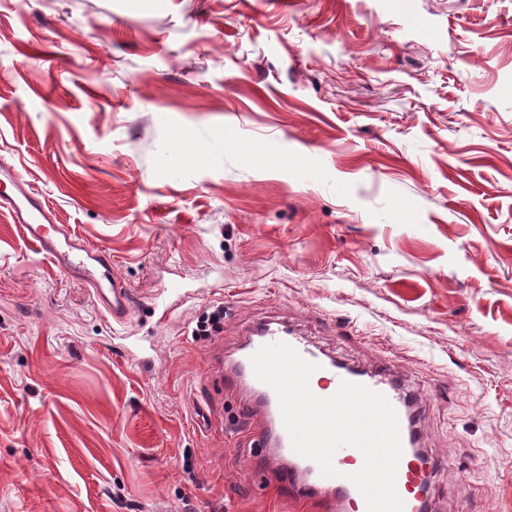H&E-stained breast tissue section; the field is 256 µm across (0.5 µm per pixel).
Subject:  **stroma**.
Here are the masks:
<instances>
[{"label":"stroma","instance_id":"35a3bbf8","mask_svg":"<svg viewBox=\"0 0 512 512\" xmlns=\"http://www.w3.org/2000/svg\"><path fill=\"white\" fill-rule=\"evenodd\" d=\"M1 160L133 305L0 211V512H323L208 370L270 314L426 390L438 512H512V0H0ZM224 321V307L218 305L210 312L203 314L197 321L196 328L193 331L195 336L207 337L211 335L212 331L221 329Z\"/></svg>","mask_w":512,"mask_h":512}]
</instances>
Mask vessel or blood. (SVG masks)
Instances as JSON below:
<instances>
[{
    "mask_svg": "<svg viewBox=\"0 0 512 512\" xmlns=\"http://www.w3.org/2000/svg\"><path fill=\"white\" fill-rule=\"evenodd\" d=\"M8 210L20 232L61 272L84 280L96 300L113 321L123 322L130 313L131 295L112 268V257L103 249L84 245L65 225L56 223L45 198L32 189L12 164L0 165V210ZM242 355L224 376L226 385L243 391L251 407L262 419L253 447L268 451L282 461L278 471L284 491L302 502H320L327 512H367L366 501L348 479L364 463L355 447H340L333 456L336 476L326 477L318 464L297 454L284 426L275 391L259 381L251 357L263 345L284 342L307 361L317 364L312 375V393L320 398L333 396L341 382L361 384L382 393L396 411L402 456L396 472V490L404 512H430L429 491L445 464L425 453L420 445L421 424L416 409L420 393L409 389L404 379L384 367L374 372L355 368L335 356L309 347L296 325L277 316L263 318L244 331Z\"/></svg>",
    "mask_w": 512,
    "mask_h": 512,
    "instance_id": "1",
    "label": "vessel or blood"
}]
</instances>
